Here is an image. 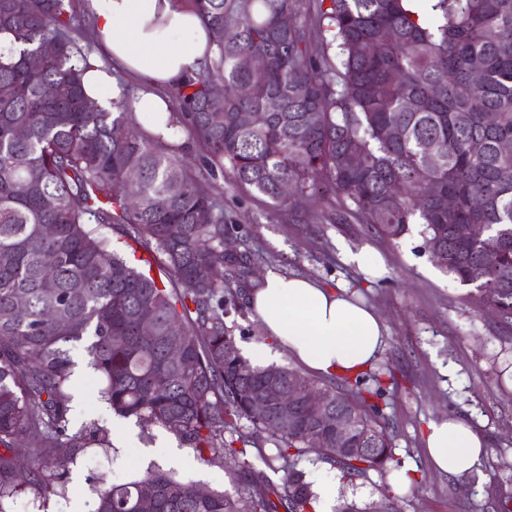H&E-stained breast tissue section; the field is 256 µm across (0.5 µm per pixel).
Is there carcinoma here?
I'll return each instance as SVG.
<instances>
[{
  "instance_id": "obj_1",
  "label": "carcinoma",
  "mask_w": 512,
  "mask_h": 512,
  "mask_svg": "<svg viewBox=\"0 0 512 512\" xmlns=\"http://www.w3.org/2000/svg\"><path fill=\"white\" fill-rule=\"evenodd\" d=\"M425 2L193 0L207 27L224 30L199 72L169 88L182 109L169 125L202 148L198 179L183 168L187 145L143 133L126 98L114 112L85 109L89 51L73 35L70 0H0V512L26 491L47 512L48 497L68 490L57 469L97 441L94 423L68 432V345L84 339L116 415L167 430L207 463L233 464L230 492L154 468L98 488L93 512H139L144 499L155 512H315L298 469L308 453L349 480L401 468L377 402L400 389L393 369L377 364L341 384L285 365L238 372L224 317L246 307L254 258L224 252L214 180L295 215L318 201L317 221L356 220L392 241L419 224L425 248L444 253L441 271L470 288L466 300L512 325V153L500 148L512 140V0ZM283 13L293 20L286 32L273 26ZM35 55L44 56L38 70ZM245 55L268 65L244 70ZM240 112L260 117L246 126ZM450 195L454 206L441 205ZM112 233L160 254L180 287L131 266ZM488 250L500 255L493 270ZM272 376L297 393L279 428L253 413ZM313 391L347 403L349 435L316 423ZM258 431L274 446L265 463L283 472L278 482L243 460Z\"/></svg>"
}]
</instances>
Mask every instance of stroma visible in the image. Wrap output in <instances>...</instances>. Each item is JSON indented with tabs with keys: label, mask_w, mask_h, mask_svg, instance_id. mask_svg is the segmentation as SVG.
<instances>
[{
	"label": "stroma",
	"mask_w": 512,
	"mask_h": 512,
	"mask_svg": "<svg viewBox=\"0 0 512 512\" xmlns=\"http://www.w3.org/2000/svg\"><path fill=\"white\" fill-rule=\"evenodd\" d=\"M224 221L230 242L256 256L251 276L259 283L270 269L342 286L365 302L385 326L376 357L403 374L404 386L387 397L394 454L418 481L397 486L388 470H371L351 482L336 468L308 455L301 467L312 485H336V504L361 512H500L512 500V325L498 323L465 300L467 287L448 281L425 249L420 225L391 242L368 225L322 224L269 207L245 188L224 181ZM364 252V266L346 262V252ZM74 385L70 432L96 424L110 450L89 446L63 470L69 494L51 498L48 512H88L100 483L121 484L159 467L180 478L220 489L228 487L229 467L201 463L194 449L157 447L162 428L137 443L125 440L129 421L115 416L100 398L101 383L88 368L83 344L72 350ZM442 416L467 420L483 434L489 451L471 474L455 477L435 469L426 455L430 421Z\"/></svg>",
	"instance_id": "stroma-1"
}]
</instances>
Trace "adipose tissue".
<instances>
[{
    "label": "adipose tissue",
    "mask_w": 512,
    "mask_h": 512,
    "mask_svg": "<svg viewBox=\"0 0 512 512\" xmlns=\"http://www.w3.org/2000/svg\"><path fill=\"white\" fill-rule=\"evenodd\" d=\"M86 7L105 59L85 72V95L110 108L122 93L113 70L135 76L142 90L131 102L133 112L149 133L170 137L172 108L165 89L198 71L216 49L192 0H88ZM251 304L268 336L246 353L256 366L285 353L318 375L355 373L383 344L382 319L342 287L271 270L252 291ZM426 445L433 467L456 477L468 475L486 454L482 434L458 418L432 421Z\"/></svg>",
    "instance_id": "1"
}]
</instances>
